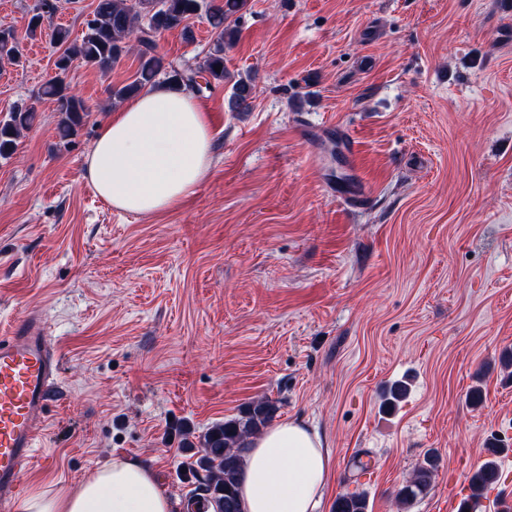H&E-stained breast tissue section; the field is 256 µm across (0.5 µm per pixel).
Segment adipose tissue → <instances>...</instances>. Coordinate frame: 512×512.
Here are the masks:
<instances>
[{
    "mask_svg": "<svg viewBox=\"0 0 512 512\" xmlns=\"http://www.w3.org/2000/svg\"><path fill=\"white\" fill-rule=\"evenodd\" d=\"M213 135L193 92L166 83L127 98L101 127L84 178L114 209L168 212L192 196L211 168ZM331 454L302 420L286 418L252 437L239 495L244 512H316ZM150 460L116 456L66 493L34 490L22 512H172Z\"/></svg>",
    "mask_w": 512,
    "mask_h": 512,
    "instance_id": "obj_1",
    "label": "adipose tissue"
}]
</instances>
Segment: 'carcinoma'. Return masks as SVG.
I'll return each mask as SVG.
<instances>
[{
  "mask_svg": "<svg viewBox=\"0 0 512 512\" xmlns=\"http://www.w3.org/2000/svg\"><path fill=\"white\" fill-rule=\"evenodd\" d=\"M247 0H97L87 31L81 39H71L69 29L52 30L54 43L64 47L61 60L69 65L108 69L117 64L126 52L130 40L138 46V67L133 79L111 90L115 99H126L156 83L158 76L167 83L186 87L201 94L204 88L231 84L228 108L231 112H247L251 108L254 85L249 77L234 78L228 67L225 48L238 34L236 14ZM204 15L216 33L212 47L198 62L177 63L158 50L155 37L164 31L179 29L186 39H193L189 20ZM20 41L12 27L0 28V61H20ZM221 71H215V67ZM41 94L51 99L58 114L57 129L63 141L74 136L89 114L85 101L71 94L69 86L47 82ZM36 119L34 107H20L0 120V158H9L17 150L21 132ZM277 402L261 398L244 406L240 414L216 423L199 436L200 451L188 463V470L198 478L196 490L208 498L213 512H243L238 495L239 481L248 452V441L260 433L276 416ZM503 451L497 442L487 445V460L469 477L470 499L463 502L460 512L471 509L470 501L498 484L501 478L496 457ZM437 469L436 460L427 456L416 466L411 479L399 489L403 503L427 493ZM333 512H368L367 498L359 492L336 498Z\"/></svg>",
  "mask_w": 512,
  "mask_h": 512,
  "instance_id": "cac0c4a2",
  "label": "carcinoma"
}]
</instances>
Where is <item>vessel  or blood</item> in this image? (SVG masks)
<instances>
[{
  "instance_id": "obj_1",
  "label": "vessel or blood",
  "mask_w": 512,
  "mask_h": 512,
  "mask_svg": "<svg viewBox=\"0 0 512 512\" xmlns=\"http://www.w3.org/2000/svg\"><path fill=\"white\" fill-rule=\"evenodd\" d=\"M61 357L45 318H18L0 336V512H12L36 457L52 401L61 394Z\"/></svg>"
}]
</instances>
